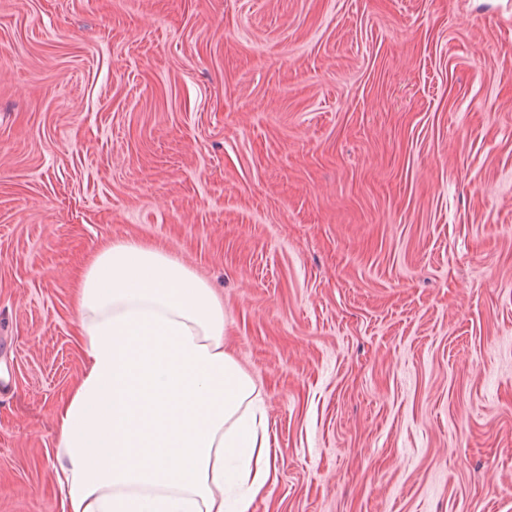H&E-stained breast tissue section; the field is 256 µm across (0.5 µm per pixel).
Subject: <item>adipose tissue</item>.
I'll return each mask as SVG.
<instances>
[{
    "label": "adipose tissue",
    "instance_id": "adipose-tissue-1",
    "mask_svg": "<svg viewBox=\"0 0 512 512\" xmlns=\"http://www.w3.org/2000/svg\"><path fill=\"white\" fill-rule=\"evenodd\" d=\"M80 377L54 414L60 512H249L271 479L224 302L165 251L103 246L76 291Z\"/></svg>",
    "mask_w": 512,
    "mask_h": 512
}]
</instances>
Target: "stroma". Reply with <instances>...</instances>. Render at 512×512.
<instances>
[{"label": "stroma", "instance_id": "stroma-1", "mask_svg": "<svg viewBox=\"0 0 512 512\" xmlns=\"http://www.w3.org/2000/svg\"><path fill=\"white\" fill-rule=\"evenodd\" d=\"M127 240L224 300L250 512H512V0H0V512Z\"/></svg>", "mask_w": 512, "mask_h": 512}]
</instances>
